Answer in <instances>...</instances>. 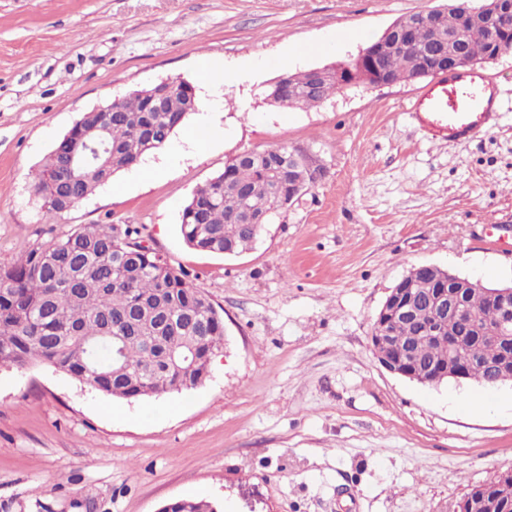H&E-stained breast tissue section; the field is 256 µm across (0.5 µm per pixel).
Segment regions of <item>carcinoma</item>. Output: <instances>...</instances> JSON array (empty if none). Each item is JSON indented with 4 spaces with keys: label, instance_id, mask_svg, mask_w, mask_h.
I'll return each instance as SVG.
<instances>
[{
    "label": "carcinoma",
    "instance_id": "1",
    "mask_svg": "<svg viewBox=\"0 0 512 512\" xmlns=\"http://www.w3.org/2000/svg\"><path fill=\"white\" fill-rule=\"evenodd\" d=\"M462 30L464 50L481 60L509 50V33L492 43L481 24L461 27L454 3L432 10L415 30V43L396 46L379 57V66L396 83L417 78L415 49L433 43L432 34ZM272 82L266 100L281 107L312 108L336 93L332 80L312 81L294 74L286 95ZM147 90L161 102L155 112L139 88L116 112H86L69 135L59 140L35 173L33 191L44 198L46 214L55 215L92 194L112 176L161 147L192 111L185 82L172 78ZM285 147L244 151L224 171L198 188L181 213V233L191 247L214 254L224 245L239 252L257 241L260 224H242V210H264L266 219L282 202L270 171ZM137 230L114 224H88L63 239L32 250L11 266H0V365L28 368L47 364L104 395L126 401L158 398L187 390L186 382L203 383L211 359L224 348V316L192 286L188 274L172 267L157 252L133 238ZM406 280L418 313L413 323L392 320L386 326L393 348L415 353L413 366L436 374L448 366V338L469 335L463 359L470 380L491 386L481 361L501 358L512 365V349L501 350L472 335V317L493 326L497 310L481 291H463V314L447 335L431 333L429 306L435 285L425 268L412 269ZM183 358L179 364L171 356ZM478 496L474 512H512V476H498L466 497ZM165 512H218L217 505L180 499Z\"/></svg>",
    "mask_w": 512,
    "mask_h": 512
}]
</instances>
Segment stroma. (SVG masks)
Masks as SVG:
<instances>
[{
    "label": "stroma",
    "instance_id": "stroma-1",
    "mask_svg": "<svg viewBox=\"0 0 512 512\" xmlns=\"http://www.w3.org/2000/svg\"><path fill=\"white\" fill-rule=\"evenodd\" d=\"M448 0H0V266L88 224L131 225L224 316L193 390L114 401L43 364L0 366V512H453L512 470V385L424 386L389 372L376 316L410 270L512 283V52L482 63L494 129L468 143L407 114L424 80L351 87L313 108L270 104L285 73L350 61L396 20ZM330 44L301 57L300 47ZM224 81L159 149L71 210L30 183L56 141L115 97ZM210 128L209 146L188 141ZM298 149L321 177L236 257L189 247L180 214L237 154Z\"/></svg>",
    "mask_w": 512,
    "mask_h": 512
}]
</instances>
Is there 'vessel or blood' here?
<instances>
[{
  "mask_svg": "<svg viewBox=\"0 0 512 512\" xmlns=\"http://www.w3.org/2000/svg\"><path fill=\"white\" fill-rule=\"evenodd\" d=\"M495 81L472 68L435 77L414 98L410 116L433 137L467 140L487 134L498 117Z\"/></svg>",
  "mask_w": 512,
  "mask_h": 512,
  "instance_id": "vessel-or-blood-1",
  "label": "vessel or blood"
}]
</instances>
